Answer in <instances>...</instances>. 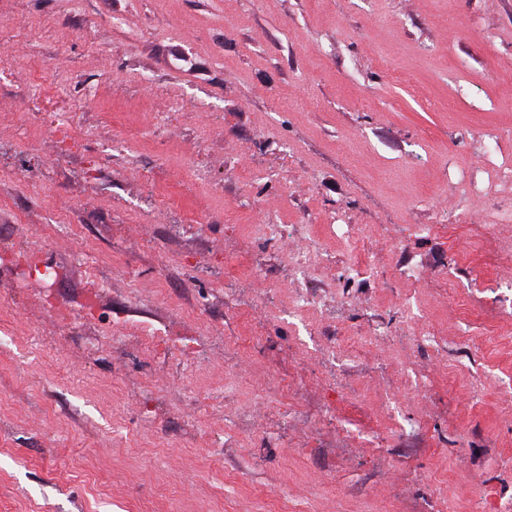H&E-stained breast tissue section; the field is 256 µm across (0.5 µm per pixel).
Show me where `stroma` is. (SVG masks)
Segmentation results:
<instances>
[{
	"label": "stroma",
	"mask_w": 512,
	"mask_h": 512,
	"mask_svg": "<svg viewBox=\"0 0 512 512\" xmlns=\"http://www.w3.org/2000/svg\"><path fill=\"white\" fill-rule=\"evenodd\" d=\"M1 53L0 512L512 504V231L448 175L512 158V0H0Z\"/></svg>",
	"instance_id": "obj_1"
}]
</instances>
